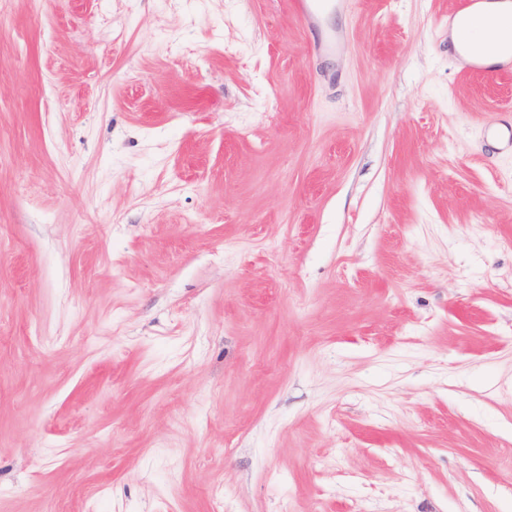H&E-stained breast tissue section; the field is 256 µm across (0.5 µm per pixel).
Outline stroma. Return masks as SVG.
<instances>
[{
    "instance_id": "35a3bbf8",
    "label": "stroma",
    "mask_w": 512,
    "mask_h": 512,
    "mask_svg": "<svg viewBox=\"0 0 512 512\" xmlns=\"http://www.w3.org/2000/svg\"><path fill=\"white\" fill-rule=\"evenodd\" d=\"M335 2L0 0V512H512V75Z\"/></svg>"
}]
</instances>
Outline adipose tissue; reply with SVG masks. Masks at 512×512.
<instances>
[{"label":"adipose tissue","mask_w":512,"mask_h":512,"mask_svg":"<svg viewBox=\"0 0 512 512\" xmlns=\"http://www.w3.org/2000/svg\"><path fill=\"white\" fill-rule=\"evenodd\" d=\"M512 19V0H483L463 20L471 32L469 43L458 53L467 64H493L497 59L512 56V40H505L499 21Z\"/></svg>","instance_id":"adipose-tissue-1"}]
</instances>
